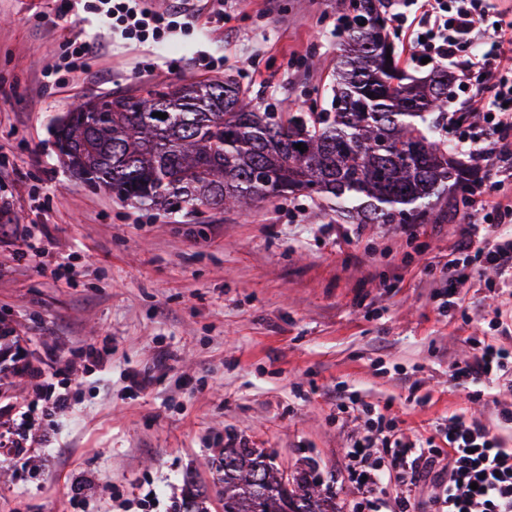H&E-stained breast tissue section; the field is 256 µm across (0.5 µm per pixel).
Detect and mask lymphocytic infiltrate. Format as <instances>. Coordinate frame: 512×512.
Returning <instances> with one entry per match:
<instances>
[{
  "mask_svg": "<svg viewBox=\"0 0 512 512\" xmlns=\"http://www.w3.org/2000/svg\"><path fill=\"white\" fill-rule=\"evenodd\" d=\"M402 5L396 21L406 29L411 61L417 64L426 57L434 64L449 62L457 72L463 106L478 116L467 133L459 135V119L449 115V143L466 149L477 167L502 173L504 158L512 155V20L489 0H402ZM91 9L109 33L138 42L191 28L200 18L191 6L174 13L151 11L140 0H93ZM505 216L502 202L490 194L478 200L460 247L461 258L440 268L449 303H457L463 284L486 269L512 273V235L497 233ZM12 366L41 389L38 399L19 413L25 425L38 416L73 412L71 387L58 381L53 358L16 360ZM510 372L512 351L484 342L470 361L453 366L450 377L454 386L465 388ZM352 404L376 415L375 428L347 450L352 462L349 476L365 489L371 512H380L379 495L395 473L409 488L434 482L441 512H512V447L483 422L449 413L436 428L448 446L443 453L432 438L406 439L398 420L374 412L372 405L357 398ZM374 447L381 450V462L370 460Z\"/></svg>",
  "mask_w": 512,
  "mask_h": 512,
  "instance_id": "1",
  "label": "lymphocytic infiltrate"
}]
</instances>
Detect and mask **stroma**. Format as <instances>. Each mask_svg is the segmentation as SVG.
Returning <instances> with one entry per match:
<instances>
[{"mask_svg":"<svg viewBox=\"0 0 512 512\" xmlns=\"http://www.w3.org/2000/svg\"><path fill=\"white\" fill-rule=\"evenodd\" d=\"M194 28L138 43L94 45L90 71L47 83L68 42L96 19L57 20L53 0H0V336L26 358L63 351L76 407L45 418L54 447L0 469V512H71L81 476L87 512H178L187 480L221 512L217 463L227 436L265 449L289 476L307 474L336 512L366 493L346 449L363 427L338 398L359 394L423 436L448 413L496 424L512 379L481 394L452 387L450 362L481 342L512 348V276L486 271L441 310L438 264L453 258L466 216L444 224H343L316 201H264L250 211L165 214L124 204L63 168L53 122L77 104L136 95L148 84L234 74L260 106H327L337 32L350 0H208ZM43 270L25 264L27 244ZM66 264L64 277L50 274ZM92 343L110 363L84 368ZM170 357L154 390L133 373ZM35 396L0 363V423ZM157 500L143 503L149 488Z\"/></svg>","mask_w":512,"mask_h":512,"instance_id":"obj_1","label":"stroma"}]
</instances>
